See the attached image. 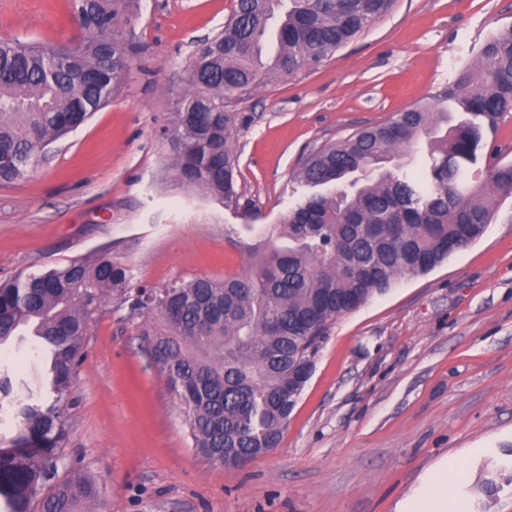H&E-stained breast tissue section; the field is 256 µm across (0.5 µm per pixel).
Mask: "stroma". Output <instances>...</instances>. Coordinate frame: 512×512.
Returning a JSON list of instances; mask_svg holds the SVG:
<instances>
[{
	"instance_id": "35a3bbf8",
	"label": "stroma",
	"mask_w": 512,
	"mask_h": 512,
	"mask_svg": "<svg viewBox=\"0 0 512 512\" xmlns=\"http://www.w3.org/2000/svg\"><path fill=\"white\" fill-rule=\"evenodd\" d=\"M234 0H141L146 47L107 107L0 184V281L107 252L146 286L243 273L252 248L304 193L299 162L322 144L427 102L512 25V0H395L370 29L290 78L225 99L240 130L247 220L180 182L171 102L192 54ZM68 0H0V37H76ZM58 473L105 486L102 512H400L429 471L459 479L447 512H512L480 472L512 444V194L492 224L430 272L402 276L337 318L280 443L220 468L198 456L140 321L102 306L63 402Z\"/></svg>"
}]
</instances>
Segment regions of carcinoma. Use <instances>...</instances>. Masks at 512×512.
Listing matches in <instances>:
<instances>
[{
	"label": "carcinoma",
	"instance_id": "1",
	"mask_svg": "<svg viewBox=\"0 0 512 512\" xmlns=\"http://www.w3.org/2000/svg\"><path fill=\"white\" fill-rule=\"evenodd\" d=\"M82 37L45 48L0 39V182L26 177L41 150L112 102L144 53L120 29L140 0H69ZM392 0H236L224 30L198 44L189 89L172 102L177 177L242 216L255 205L237 187L235 118L224 97L269 77L286 79L333 56L385 14ZM274 55L263 61L269 42ZM512 112V26L490 34L477 66L461 67L434 105L398 112L306 156L298 180L317 192L278 225L281 245L256 252L244 274L178 277L145 286L110 255L0 283V346L31 348L26 375L0 368V413L20 428L0 436V512H92L102 487L58 475L69 429L61 402L94 314L110 299L142 336L186 418L196 453L234 467L275 448L314 359L340 315L424 274L477 240L497 196L512 193V161L481 153L486 132ZM438 135L416 165L424 134ZM490 171L492 187L476 180ZM47 389L55 400L38 394ZM480 485L493 500L512 466Z\"/></svg>",
	"mask_w": 512,
	"mask_h": 512
}]
</instances>
